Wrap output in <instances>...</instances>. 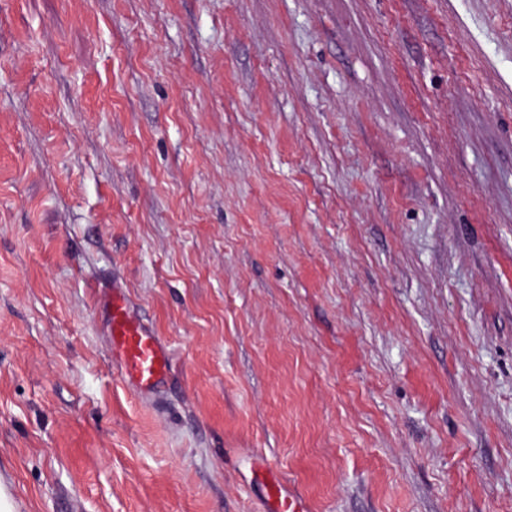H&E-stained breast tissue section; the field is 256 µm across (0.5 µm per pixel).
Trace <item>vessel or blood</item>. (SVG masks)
<instances>
[{
  "mask_svg": "<svg viewBox=\"0 0 512 512\" xmlns=\"http://www.w3.org/2000/svg\"><path fill=\"white\" fill-rule=\"evenodd\" d=\"M112 361L124 383L145 400L162 396L171 379V358L165 341L136 313L128 289L120 282L104 284L97 299ZM263 512H309L306 501L281 480L265 485Z\"/></svg>",
  "mask_w": 512,
  "mask_h": 512,
  "instance_id": "vessel-or-blood-1",
  "label": "vessel or blood"
}]
</instances>
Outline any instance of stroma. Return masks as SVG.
I'll return each instance as SVG.
<instances>
[{
	"label": "stroma",
	"instance_id": "1",
	"mask_svg": "<svg viewBox=\"0 0 512 512\" xmlns=\"http://www.w3.org/2000/svg\"><path fill=\"white\" fill-rule=\"evenodd\" d=\"M270 471L512 512V0H0V492L261 512ZM101 288L97 312L107 328L112 362L124 383L140 398H159L171 379L165 341L136 313L123 284L112 279Z\"/></svg>",
	"mask_w": 512,
	"mask_h": 512
}]
</instances>
